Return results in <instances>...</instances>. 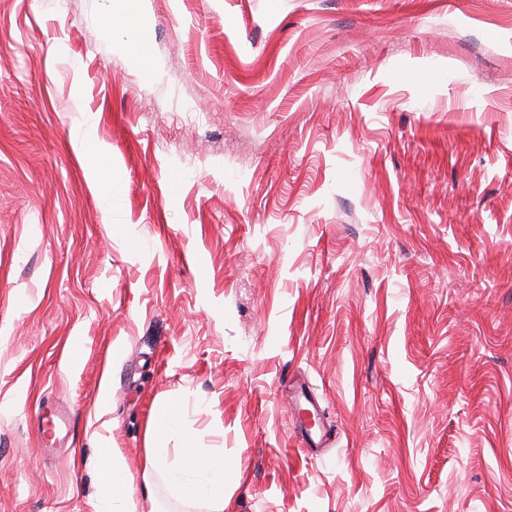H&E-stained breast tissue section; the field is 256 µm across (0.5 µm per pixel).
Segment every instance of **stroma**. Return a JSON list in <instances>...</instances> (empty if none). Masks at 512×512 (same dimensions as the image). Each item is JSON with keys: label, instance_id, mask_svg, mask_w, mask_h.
Instances as JSON below:
<instances>
[{"label": "stroma", "instance_id": "stroma-1", "mask_svg": "<svg viewBox=\"0 0 512 512\" xmlns=\"http://www.w3.org/2000/svg\"><path fill=\"white\" fill-rule=\"evenodd\" d=\"M136 6L0 0V512H207L166 400L224 512H512V0ZM181 408L173 401L162 402L153 417L151 433L153 446L147 448L146 471L170 473L172 483L184 498L205 500L211 512H224V458L213 456L203 459L187 434L183 436L184 448L179 464L171 467L168 436L180 428ZM101 479L104 491L101 500L104 507L109 509L101 511H134L132 498L134 476L124 461L111 455L102 470Z\"/></svg>", "mask_w": 512, "mask_h": 512}]
</instances>
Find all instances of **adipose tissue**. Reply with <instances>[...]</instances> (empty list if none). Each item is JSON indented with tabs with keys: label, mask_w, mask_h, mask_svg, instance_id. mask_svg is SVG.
<instances>
[{
	"label": "adipose tissue",
	"mask_w": 512,
	"mask_h": 512,
	"mask_svg": "<svg viewBox=\"0 0 512 512\" xmlns=\"http://www.w3.org/2000/svg\"><path fill=\"white\" fill-rule=\"evenodd\" d=\"M180 423L181 408L176 402L165 401L158 406L151 423L153 445L147 450L146 468L168 473L182 497L207 501L211 512H224L223 457H202L193 439L188 437L184 440L179 464L173 466L169 463L167 439L179 429ZM101 479L105 508L109 512H133L134 476L127 464L120 459L109 458Z\"/></svg>",
	"instance_id": "obj_1"
}]
</instances>
